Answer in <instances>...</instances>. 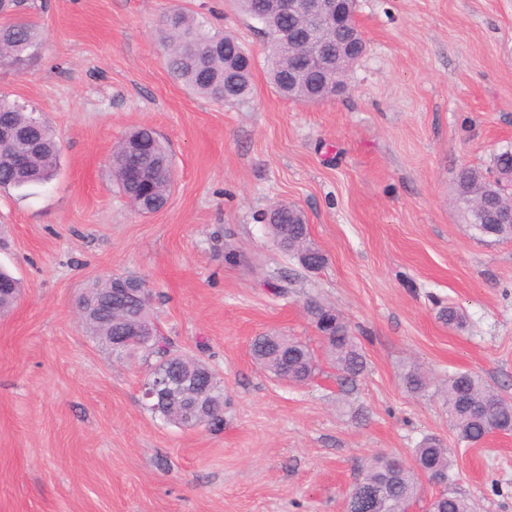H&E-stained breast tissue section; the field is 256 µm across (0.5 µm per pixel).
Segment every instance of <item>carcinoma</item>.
Masks as SVG:
<instances>
[{
  "label": "carcinoma",
  "mask_w": 512,
  "mask_h": 512,
  "mask_svg": "<svg viewBox=\"0 0 512 512\" xmlns=\"http://www.w3.org/2000/svg\"><path fill=\"white\" fill-rule=\"evenodd\" d=\"M239 10L259 24L272 43L273 52L267 57V72L273 87L283 97L308 102L322 101L336 95V89L345 86V77L356 63L343 55L342 32L334 22L320 27L318 44L334 49L343 56V63L333 66L332 82L325 81V72L307 63L311 48L304 44L290 43L288 37L311 20L304 16L289 15L275 11L266 0H234ZM19 12L4 18L5 38L0 44V68L16 71L24 69L40 53L42 36L37 24L28 16L27 0H15ZM162 35L167 48V66L175 79L200 97L213 102L240 103L253 92L254 58L236 36L228 32L211 31L194 15L180 9L170 10L162 19ZM14 133H22L26 142L0 140V189H19L32 184L49 181L57 169L59 143L50 126L39 116L28 112L5 95H0V127ZM149 128L139 127L130 131L112 151L110 164L114 184L132 207L141 215L152 212L151 204L158 198L170 195L174 173L171 157L166 147L153 139L148 157L142 159L129 153L124 144L146 139ZM27 152L26 162L21 168L11 167L10 156L15 150ZM494 168L498 179L491 182L478 167L462 166L455 175L454 203L464 223L469 227L473 218L466 202L469 198L488 195L495 204L507 206L512 202V152L503 151L495 155ZM280 213V224L267 226L273 240L288 239V252L300 256L301 242L295 234L301 223V211L288 203L275 204ZM92 301L98 304L97 315L89 323L88 331L117 359L133 356L149 363V371L185 367L196 361L177 348L167 336L156 335V342L142 341L126 349L110 346L109 336L117 332L119 318L140 313L151 316L152 293L146 291L138 299L127 301L112 296V279L106 278L92 284ZM20 282L10 273L0 270V305L10 307L20 294ZM308 314L322 332L327 331L340 315L317 303L306 306ZM339 373L341 385L350 387L356 383L366 368V356L362 344L353 332L324 345ZM252 353L267 361V369L273 374L280 370L276 350L268 344L265 335L252 342ZM316 361L308 344H300V357L288 376L298 382L312 371ZM404 382L412 393L426 391L433 380L419 367L405 374ZM446 407L452 426L461 441L476 444L488 434L501 430L512 431V401L489 388L476 374L463 372L448 379L438 389ZM211 412L207 424L222 421L224 414V385L214 377L210 391ZM414 467L392 470L391 459L386 455H375L369 461L363 480L381 489L385 512H403L405 504L417 497L419 482L417 473H438L449 476L453 460L448 449L438 441L428 438L412 451ZM428 512H476L474 502L462 495L444 493L428 504Z\"/></svg>",
  "instance_id": "carcinoma-1"
}]
</instances>
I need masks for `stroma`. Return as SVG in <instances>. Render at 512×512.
Instances as JSON below:
<instances>
[{
  "mask_svg": "<svg viewBox=\"0 0 512 512\" xmlns=\"http://www.w3.org/2000/svg\"><path fill=\"white\" fill-rule=\"evenodd\" d=\"M175 7L233 32L255 57L239 104L191 93L159 37ZM366 52L348 91L282 98L269 45L232 0H33L44 36L0 92L60 142L48 183L0 192V266L22 284L0 314V512H344L368 460L411 463L435 437L454 462L445 489L478 512H512V433L459 442L437 381L479 375L512 399V239L475 236L453 204L460 166L512 148V0H360ZM152 128L176 175L165 209L135 212L109 157ZM303 211L327 258L303 269L261 215ZM144 280L164 335L224 383L221 427L183 429L148 408L143 360L117 361L76 300L112 275ZM334 307L367 367L345 390L329 361L293 385L251 340L282 333L320 349L307 302ZM453 305L461 329L439 317Z\"/></svg>",
  "mask_w": 512,
  "mask_h": 512,
  "instance_id": "stroma-1",
  "label": "stroma"
}]
</instances>
